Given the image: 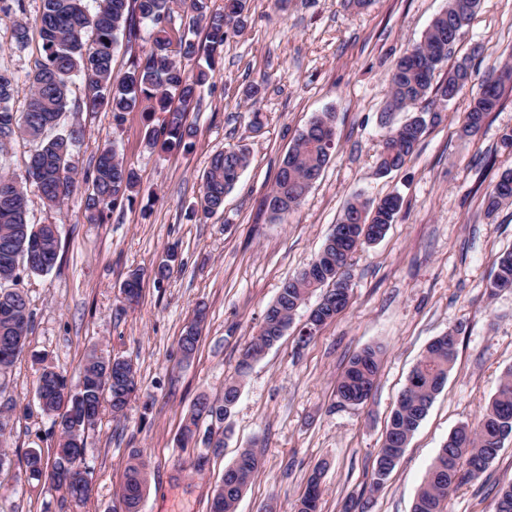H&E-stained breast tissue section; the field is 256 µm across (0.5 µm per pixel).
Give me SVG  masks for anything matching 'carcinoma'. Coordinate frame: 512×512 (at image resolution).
Instances as JSON below:
<instances>
[{
	"label": "carcinoma",
	"instance_id": "carcinoma-1",
	"mask_svg": "<svg viewBox=\"0 0 512 512\" xmlns=\"http://www.w3.org/2000/svg\"><path fill=\"white\" fill-rule=\"evenodd\" d=\"M212 0H98L92 14L84 0H42V12L36 25L42 42L43 59L28 75L30 94L22 112L14 111L11 101L18 83L15 73L0 66V151L13 137L21 136L36 144L26 168L36 167L34 184L51 207L61 204L77 187L71 165L72 150L79 130L48 136L62 113L70 111L68 87L73 77H82L88 87L85 106L89 110L107 107L115 118L134 111L142 102L153 101L167 113L163 124L149 132L147 145L162 151L195 147L196 129L187 123V112L212 79L215 53L224 46L230 34L240 31L247 22L249 0H224L220 11ZM179 6L201 23L206 30L207 45L183 33L172 41L168 24ZM479 6V0H447L446 6L431 21L421 42L406 50L387 75L389 107L407 110L419 106L429 95L442 103L457 98L471 80L470 67L462 61L448 70L447 76L434 83L451 51L448 44L457 43ZM150 28L151 44L143 58L117 77L112 72L113 49L118 35L137 36L138 23ZM206 53V65L193 73L182 68L181 61L193 60ZM512 83V66L492 69L471 94L458 129L459 136L472 137L483 126L487 115L495 111L506 84ZM179 106L171 107L172 100ZM377 172L386 175L402 168L413 157L426 129L424 116H416L399 126L385 125ZM335 132L334 115L325 112L313 118L294 140L282 160L274 187L265 204L275 221H284L295 213L315 180L329 162L333 147L325 134ZM249 149L245 145L214 153L203 176L201 214L208 218L224 206V196L231 191L248 164ZM9 174H0V186L14 185L13 196L6 201L0 195V242L10 246L11 257L0 255V283L18 280L19 270L47 273L56 265L60 238L53 237L49 227L34 232L28 220L24 183ZM138 177L133 169L118 158L115 148L104 149L95 164L92 193L86 199V210L93 223L104 221L106 211L134 198ZM512 203V168L503 170L490 183L483 196L487 215L496 214L503 205ZM402 206L397 195L373 202L360 195L345 206L335 228L331 229L321 249L297 274L286 279L272 304L266 309L258 331L243 349L235 368V377L224 384L218 399L200 397L184 418L177 441L185 446L195 433L205 451L198 454L193 467L202 471L208 453L224 448L227 427L239 397L240 381L266 351L278 342L292 323L293 316L309 295L318 291V312L334 320L346 307L347 300L336 296L337 286L351 289V260L354 254L377 242L366 236L349 242L336 234V229L358 222L378 228L384 236ZM166 258L153 269L157 281L166 279L178 263V252L170 247ZM490 292L512 287V251L499 255ZM143 272L131 271L121 287L123 299L139 298ZM32 328V313L27 295L18 288H0V373L7 372L22 351L7 353L3 338L11 337L26 347ZM202 329H184L179 349L184 360L191 359L199 345ZM457 356V345H448V335L436 337L411 370L407 383L390 416L382 446L378 452L372 484L378 486L388 478L395 466L388 460L401 458L408 442L425 418L437 394L443 389ZM379 351L367 347L354 354L336 385V396L342 405L358 406L371 395L378 372ZM48 398L42 414L52 419L59 438L53 460L32 448L21 463L29 477L49 481L64 492L63 500L72 512H82L92 492L91 469L87 464V436L100 420L103 408L113 416L124 414L138 392L135 371L130 360L110 353L89 354L76 384L51 368L40 373L36 393ZM207 428H202L203 423ZM512 439V370L502 377L498 389L475 424L459 425L444 442L432 462L419 489L413 512H445L449 493L465 481L486 470ZM262 465L257 445L244 448L237 459L224 470L220 485L210 500V512H236V505ZM148 461L139 450L131 452L126 468L125 484L120 496L121 512H139L147 486ZM324 466L309 476L295 512H319L321 479Z\"/></svg>",
	"mask_w": 512,
	"mask_h": 512
}]
</instances>
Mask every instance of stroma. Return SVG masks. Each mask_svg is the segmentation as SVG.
Returning a JSON list of instances; mask_svg holds the SVG:
<instances>
[{"label": "stroma", "instance_id": "obj_1", "mask_svg": "<svg viewBox=\"0 0 512 512\" xmlns=\"http://www.w3.org/2000/svg\"><path fill=\"white\" fill-rule=\"evenodd\" d=\"M446 0H371L360 11L341 0H250L245 28L224 44L215 73L188 114L197 131L193 151L149 150L145 136L164 113L142 103L115 121L108 109L78 111L88 90L70 85L76 109L60 129L81 130L73 151L79 188L61 206H48L28 187L34 224L60 230L59 256L46 274H26L20 286L33 314L26 352L0 382V404L20 407L11 421L9 451L31 448L52 456L58 432L36 407L40 363L76 377L87 355L100 350L131 359L143 397L124 416L103 412L87 439L93 492L84 512H110L125 480L131 450L149 462L140 512H209L224 469L241 448L258 443L263 466L236 512H294L319 463L321 512H342L358 500L365 512H412L427 471L449 434L478 420L501 378L512 369V290L491 293L496 257L512 250V205L487 217L485 187L512 155L500 147L512 129V84L482 130L462 140L459 97L435 105V119L410 161L385 177L375 173L383 130L379 124L397 59L420 42ZM41 0H24L23 13L0 11V65L18 77L12 106L22 111L28 75L41 58L38 36L17 45L18 17L36 21ZM470 58L475 81L512 64V0H480L451 55ZM264 85L255 106L244 92ZM335 115L336 153L288 221H273L264 205L279 164L298 134L318 114ZM244 143L249 164L224 207L212 218L199 209L202 176L211 156ZM116 147L139 177L133 204L110 210L105 223H88L86 198L101 151ZM377 200L399 195L402 209L384 238L352 259L350 304L307 344L299 331L310 305L300 307L285 335L242 381L222 452L195 471L196 448H180L184 414L200 396H222L242 349L252 340L281 283L319 251L355 195ZM181 263L156 281L152 270L168 247ZM143 271L138 304L120 288ZM206 322L198 350L183 360L178 341L198 306ZM458 333L457 360L444 389L412 435L397 467L380 487L372 473L392 409L428 344ZM381 349L372 395L360 406L336 403V381L353 354ZM31 413H23V405ZM512 485V441L476 480L450 492L447 512H494L501 488ZM0 512H69L62 494L28 479L20 465L0 472Z\"/></svg>", "mask_w": 512, "mask_h": 512}]
</instances>
